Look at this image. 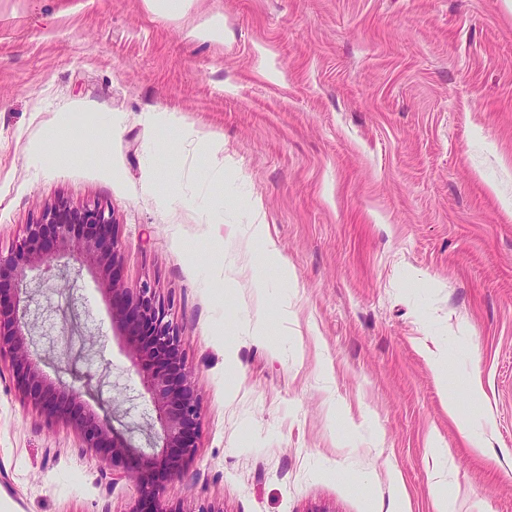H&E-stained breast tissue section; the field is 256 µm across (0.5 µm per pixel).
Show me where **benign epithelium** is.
<instances>
[{"instance_id": "benign-epithelium-1", "label": "benign epithelium", "mask_w": 512, "mask_h": 512, "mask_svg": "<svg viewBox=\"0 0 512 512\" xmlns=\"http://www.w3.org/2000/svg\"><path fill=\"white\" fill-rule=\"evenodd\" d=\"M92 273L112 299V329L124 339L142 385L156 408L160 431L152 452L134 453L108 420L77 406L79 392L48 380L29 349L25 316L32 284L63 258ZM121 245L111 211L100 204L74 206L59 199L25 225L21 240L0 251V356H9L19 392L51 419L72 425L86 447L104 452L109 464L126 462L140 477V507L132 512H183L159 506L162 478L183 474L197 448L200 400L182 351V338L148 284L132 288L120 275Z\"/></svg>"}]
</instances>
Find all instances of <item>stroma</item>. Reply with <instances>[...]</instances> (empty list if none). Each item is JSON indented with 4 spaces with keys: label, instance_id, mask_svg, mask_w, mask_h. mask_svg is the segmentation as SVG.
I'll return each mask as SVG.
<instances>
[{
    "label": "stroma",
    "instance_id": "obj_1",
    "mask_svg": "<svg viewBox=\"0 0 512 512\" xmlns=\"http://www.w3.org/2000/svg\"><path fill=\"white\" fill-rule=\"evenodd\" d=\"M59 139L80 159L46 157ZM58 199L110 209L124 280L182 335L201 421L163 502L435 512L444 470L451 512H512V0H196L176 21L0 0V249ZM28 320L44 373L143 446L155 412L90 274L53 271ZM139 499L0 356V505Z\"/></svg>",
    "mask_w": 512,
    "mask_h": 512
}]
</instances>
